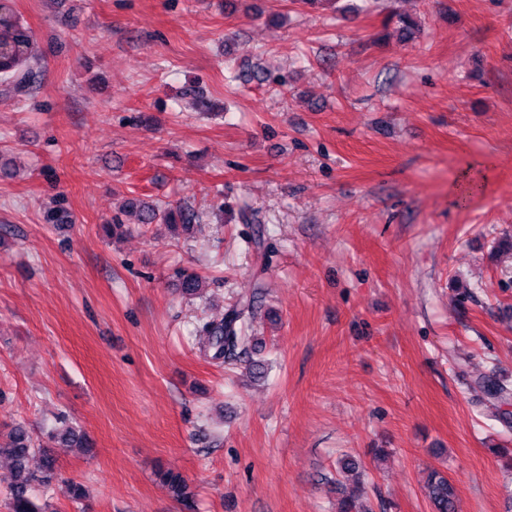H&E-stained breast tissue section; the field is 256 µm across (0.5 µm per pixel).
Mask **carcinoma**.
Masks as SVG:
<instances>
[{"label":"carcinoma","instance_id":"1","mask_svg":"<svg viewBox=\"0 0 512 512\" xmlns=\"http://www.w3.org/2000/svg\"><path fill=\"white\" fill-rule=\"evenodd\" d=\"M32 43L31 31L19 22L13 10L0 11V44L8 47V50L0 52V82L18 92L29 90L35 82V73L30 66ZM129 206L140 210L143 224L159 221L190 231L204 218V212L191 205L161 210L132 198ZM177 281L178 288L187 296H199L205 288L203 277L196 272L180 271ZM261 304L262 293L255 290L240 296L226 309L220 321H208L202 325L205 348L211 353V359L231 364L249 357V337L242 335V329L258 313ZM476 384L490 401L506 404L512 400V385L507 382L481 377ZM57 443L73 448L90 447L87 435L72 426L35 439L23 426L15 425L5 436H0V459L10 460L14 470L13 482L9 487L10 512H55L46 506L36 505L34 492L39 488L46 493L56 490L74 502L86 497L84 486L62 479L55 460L45 452V449L53 448ZM38 453L42 454L41 464L32 470L29 460ZM340 466L341 472L352 474L355 479L351 490L338 503L337 512H373L366 492L365 469L351 457L342 459ZM156 479L187 512H194L196 493L180 470L161 467L156 472ZM424 489L432 512H458L455 490L448 477L433 473L428 477Z\"/></svg>","mask_w":512,"mask_h":512}]
</instances>
